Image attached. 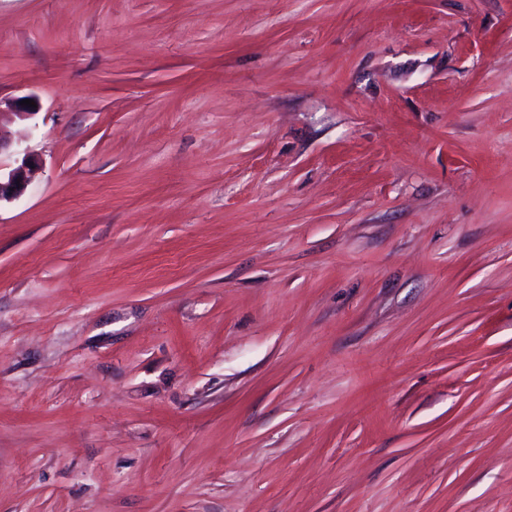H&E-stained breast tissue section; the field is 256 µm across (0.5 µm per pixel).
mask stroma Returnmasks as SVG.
I'll return each instance as SVG.
<instances>
[{
	"label": "stroma",
	"mask_w": 512,
	"mask_h": 512,
	"mask_svg": "<svg viewBox=\"0 0 512 512\" xmlns=\"http://www.w3.org/2000/svg\"><path fill=\"white\" fill-rule=\"evenodd\" d=\"M0 512H512V0H0ZM30 168L26 155L20 165L11 169L7 174L2 173L0 164V204L18 199L26 190L30 178ZM20 180V183H17Z\"/></svg>",
	"instance_id": "obj_1"
}]
</instances>
